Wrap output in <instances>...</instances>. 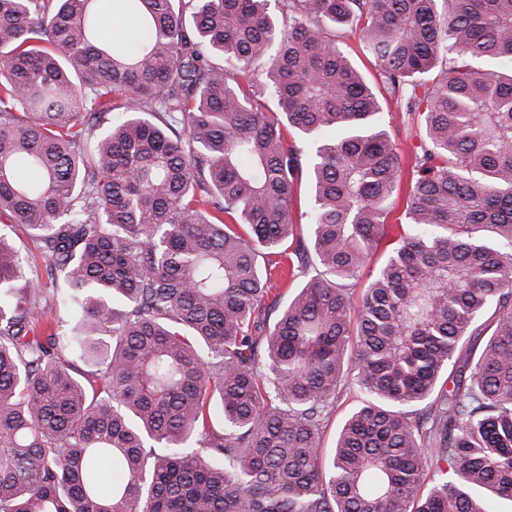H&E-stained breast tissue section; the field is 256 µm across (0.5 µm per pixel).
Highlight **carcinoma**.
Here are the masks:
<instances>
[{
    "mask_svg": "<svg viewBox=\"0 0 512 512\" xmlns=\"http://www.w3.org/2000/svg\"><path fill=\"white\" fill-rule=\"evenodd\" d=\"M112 15L133 41L100 0H0V224L37 239L47 277L0 233V512L512 502V0ZM353 25L414 132L408 163L337 46ZM277 273L304 284L285 299ZM60 281L76 335L43 304ZM349 384L364 399L328 451Z\"/></svg>",
    "mask_w": 512,
    "mask_h": 512,
    "instance_id": "obj_1",
    "label": "carcinoma"
}]
</instances>
